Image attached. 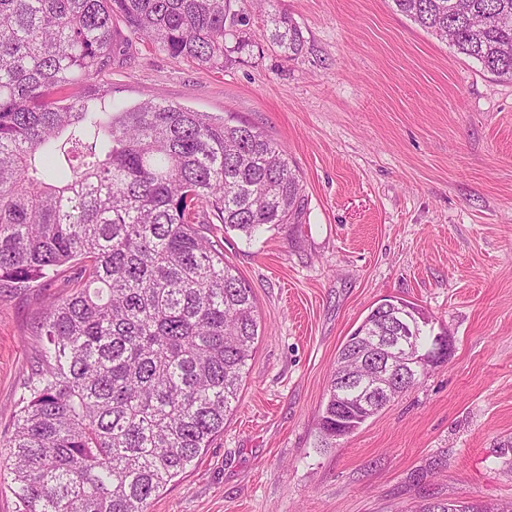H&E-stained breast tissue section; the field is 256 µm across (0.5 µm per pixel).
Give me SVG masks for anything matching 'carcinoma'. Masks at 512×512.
I'll use <instances>...</instances> for the list:
<instances>
[{
  "label": "carcinoma",
  "instance_id": "carcinoma-1",
  "mask_svg": "<svg viewBox=\"0 0 512 512\" xmlns=\"http://www.w3.org/2000/svg\"><path fill=\"white\" fill-rule=\"evenodd\" d=\"M286 57L300 28L268 0ZM488 73L512 80V0H392ZM232 0H0V288L72 272L49 301L0 464L16 512H148L224 431L259 338L252 288L201 232L207 207L247 239L293 224L303 187L244 122L172 103L60 93L131 63L134 41L209 71L249 46ZM416 350L432 330L416 320ZM343 346L322 442L370 418Z\"/></svg>",
  "mask_w": 512,
  "mask_h": 512
}]
</instances>
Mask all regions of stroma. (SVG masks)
Wrapping results in <instances>:
<instances>
[{
	"label": "stroma",
	"mask_w": 512,
	"mask_h": 512,
	"mask_svg": "<svg viewBox=\"0 0 512 512\" xmlns=\"http://www.w3.org/2000/svg\"><path fill=\"white\" fill-rule=\"evenodd\" d=\"M305 47L261 35L222 71L147 47L111 75L145 99L254 125L303 185L297 223L220 235L261 335L224 431L148 512H415L428 499L512 502V81L397 12L392 0H280ZM67 278L0 289V437ZM449 332L432 367L353 434L318 421L338 350L386 298Z\"/></svg>",
	"instance_id": "1"
}]
</instances>
